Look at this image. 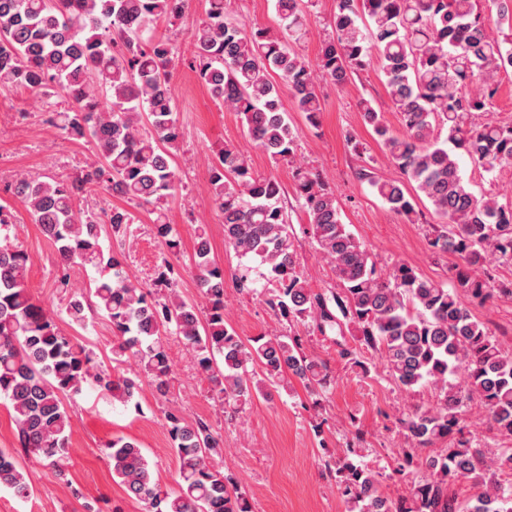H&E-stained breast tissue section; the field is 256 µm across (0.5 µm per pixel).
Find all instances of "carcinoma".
<instances>
[{
    "label": "carcinoma",
    "instance_id": "1",
    "mask_svg": "<svg viewBox=\"0 0 512 512\" xmlns=\"http://www.w3.org/2000/svg\"><path fill=\"white\" fill-rule=\"evenodd\" d=\"M492 34L479 0H336L334 36L323 41L310 66L287 40L301 35L304 0H276L288 39L248 32L228 20L224 0H208L206 16L192 33L189 68L210 95L237 113L246 137L276 161H295L300 134L283 108L273 75L287 85L297 111L316 125L323 112L319 81L342 87L371 58L380 63L403 132H394L371 102L361 103L364 125L390 163L396 179H368L390 210L408 222L419 211L410 190L421 193L443 221L429 238L439 254L460 262L453 285L423 276L407 263L383 277L371 252L341 220L334 192L317 172L297 166L295 193L308 216V234L327 262L336 286L314 289L301 265L285 207V188L274 176L251 171L243 151L224 145L211 168L214 201L224 216V243L241 257L266 266L263 301L288 322L324 333L355 326V345L339 344L338 356L362 373L366 352L381 354L386 371L402 389L430 386L435 401L413 405L398 419L409 448L392 475L405 495L382 496V474L354 459L365 442L325 461L348 512H512V448L487 458L465 437L468 403L477 401L487 429L512 441V354L501 349L470 309L473 301L512 296V280L497 279L490 260L512 262V203L477 196L459 163L434 138L465 151L471 164L493 174L512 165V122L478 116L490 111L498 75L512 68V0H491ZM182 0H0V88L23 90L68 102L52 112L51 126L96 147V159L68 180L19 176L8 187L29 208L60 257L62 281L74 265L102 275L89 296L69 301L72 322L86 325L90 307L112 323V362H97L89 345L61 332L53 314L26 288L28 255L0 245V400L9 407L18 442L68 481L70 415L65 400L88 386L128 404L140 384L119 371L134 363L159 395L170 392L173 364L166 338L175 335L212 384L214 398L241 408L264 380L301 381L313 394L328 390L327 365L306 354L295 335L268 334L244 342L224 319V270L212 257L206 228L194 244L197 286L206 301L201 314L170 292L167 299L127 276L104 248V235L125 239L133 214L113 208L102 214L80 209L92 193L111 191L152 206L155 236L175 254L180 241L168 222V202L178 190L171 166L181 138L171 94L177 51L167 36L143 33L157 20L180 19ZM178 461L177 487H161L143 449L133 439L108 444L112 475L125 495L149 512H251L236 477L221 471L220 433L208 421L176 408L163 412ZM444 444V453H423ZM471 482L464 501L448 484ZM0 488L26 501L34 486L16 457L0 451Z\"/></svg>",
    "mask_w": 512,
    "mask_h": 512
}]
</instances>
